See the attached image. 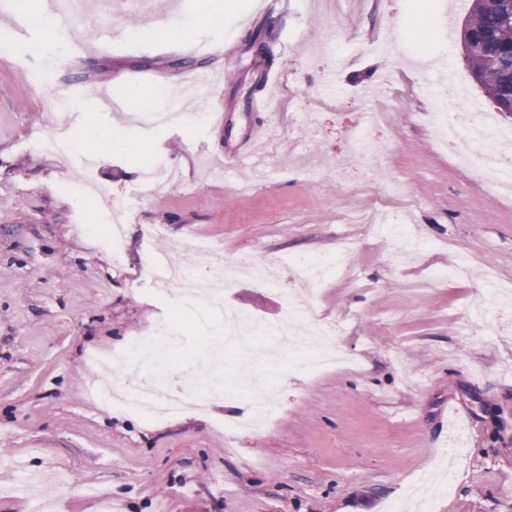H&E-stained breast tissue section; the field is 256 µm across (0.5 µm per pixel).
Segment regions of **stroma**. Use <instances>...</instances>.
Returning <instances> with one entry per match:
<instances>
[{"instance_id": "stroma-1", "label": "stroma", "mask_w": 512, "mask_h": 512, "mask_svg": "<svg viewBox=\"0 0 512 512\" xmlns=\"http://www.w3.org/2000/svg\"><path fill=\"white\" fill-rule=\"evenodd\" d=\"M202 0H180L174 17L187 41L127 28L122 10L59 24L55 35L25 28L15 53L0 50V512H386L409 501L418 479L451 480L425 512H512V308L497 301L482 323L470 320L486 276L512 290V199L488 193L479 167L461 169L434 138L430 114L448 84L463 79L481 111L494 104L473 80L456 45L472 0H223L222 25L205 26ZM456 30H449L446 13ZM399 26L396 52L379 53L375 33ZM269 29L268 66L232 67ZM113 39L101 43L100 32ZM200 45V74L215 79V117L202 130L173 127L147 146L146 161L177 167L183 186L147 196L124 226V252L103 243L109 200L141 184L132 157L98 150L93 173L58 152L21 150L58 127L57 87L96 102L101 87L131 103L138 88L169 80L180 93L181 58ZM49 82H33L37 69ZM279 72L276 84L268 71ZM276 97L265 113L253 98ZM381 112L370 127L369 112ZM300 112L314 123L298 126ZM272 127L257 151L260 176L238 145L259 123ZM380 146L378 170L361 159L362 141ZM233 159L227 180L200 176L201 159ZM404 188L393 223L410 221L425 251L404 256L362 218L377 203L379 175ZM162 234L147 237L149 225ZM210 242L230 264L284 257L276 292L248 277L224 288L225 306L277 322L287 297L336 326V341L356 364L318 375L274 373V423L241 431L224 426L250 412L246 399L186 418L163 420L114 411L99 397L98 376L132 375L101 359L168 321L177 361L152 367L165 385L194 390L204 379L188 357L213 345L206 310L186 312L178 292L158 297L143 279L149 254L180 261L179 243ZM354 244L351 274L311 289L289 259ZM468 260L465 277L441 271ZM267 342L241 337L219 373L237 390L266 370ZM460 412L449 415V405ZM465 428L448 467L436 461L449 422Z\"/></svg>"}]
</instances>
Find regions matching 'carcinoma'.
<instances>
[{
    "label": "carcinoma",
    "mask_w": 512,
    "mask_h": 512,
    "mask_svg": "<svg viewBox=\"0 0 512 512\" xmlns=\"http://www.w3.org/2000/svg\"><path fill=\"white\" fill-rule=\"evenodd\" d=\"M464 33L473 78L500 115L512 120V0H473Z\"/></svg>",
    "instance_id": "obj_1"
}]
</instances>
